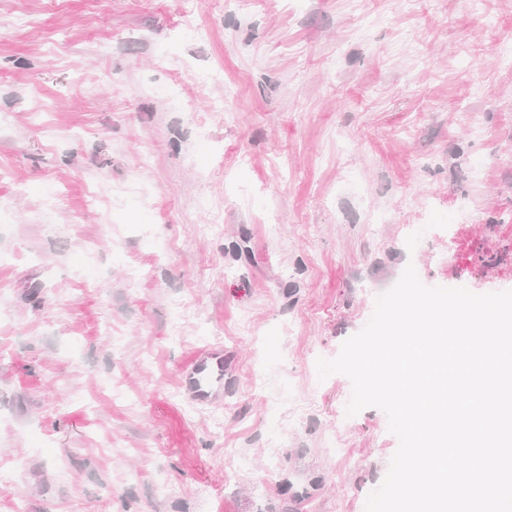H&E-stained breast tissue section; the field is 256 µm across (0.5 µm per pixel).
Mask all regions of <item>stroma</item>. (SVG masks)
Instances as JSON below:
<instances>
[{"label": "stroma", "instance_id": "stroma-1", "mask_svg": "<svg viewBox=\"0 0 512 512\" xmlns=\"http://www.w3.org/2000/svg\"><path fill=\"white\" fill-rule=\"evenodd\" d=\"M502 38L512 0H0V512H365L398 439L316 361L407 265L512 290ZM183 386L195 401L223 403V348H212L194 356L183 372Z\"/></svg>", "mask_w": 512, "mask_h": 512}]
</instances>
